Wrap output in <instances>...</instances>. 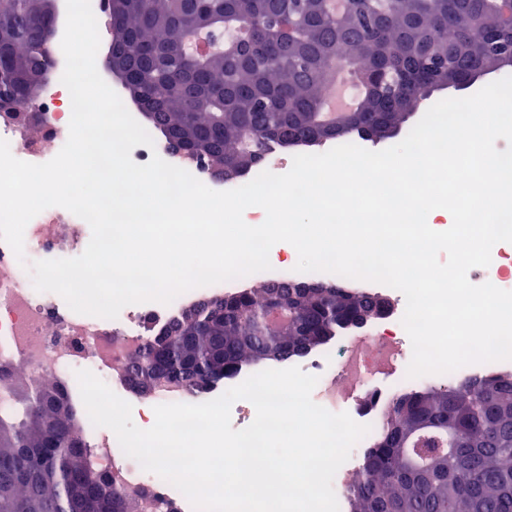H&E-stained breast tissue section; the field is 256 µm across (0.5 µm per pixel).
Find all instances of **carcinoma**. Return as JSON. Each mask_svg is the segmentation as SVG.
<instances>
[{
  "mask_svg": "<svg viewBox=\"0 0 512 512\" xmlns=\"http://www.w3.org/2000/svg\"><path fill=\"white\" fill-rule=\"evenodd\" d=\"M55 0H0V113L33 112L31 76L48 63L43 30L55 24ZM122 20L112 51L124 63L130 99L158 112L168 149L205 148L207 169L239 178L275 148L355 138L378 143L395 134L441 84L471 70L500 69L512 45V0H199L203 23H183L185 0H107ZM383 16L364 31L361 17ZM220 46L190 54L200 35ZM254 49L250 64L233 60ZM352 70L362 86L356 114L342 125L321 121L337 74ZM298 316L288 326L285 360L308 354L343 328L333 312L381 316L380 296L341 286L320 297L281 280L241 288L196 305L198 321L178 317L163 331L195 337L207 361L211 337H224V369L235 375L254 352L273 348L261 317L270 293ZM126 378L151 382L169 371L183 389H208V369H183L176 348L161 352L147 336L126 362ZM0 367V512H153L135 491L95 470L64 391L52 382L25 386ZM459 473L454 485L416 469ZM347 512H512V374L471 377L448 388L397 396L347 490Z\"/></svg>",
  "mask_w": 512,
  "mask_h": 512,
  "instance_id": "carcinoma-1",
  "label": "carcinoma"
}]
</instances>
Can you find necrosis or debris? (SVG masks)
<instances>
[{"label":"necrosis or debris","mask_w":512,"mask_h":512,"mask_svg":"<svg viewBox=\"0 0 512 512\" xmlns=\"http://www.w3.org/2000/svg\"><path fill=\"white\" fill-rule=\"evenodd\" d=\"M43 135L30 138L17 127L0 123V140L7 141L14 157L41 164L52 159L67 141L71 118V97L62 83L39 105ZM153 146L140 145L131 152L135 163H148L159 155L167 163L186 166L188 172L207 187L223 190L199 164L184 165L170 153L160 134H153ZM85 248V222L76 215L48 208L32 218L24 231V250L28 260L44 257L73 258ZM238 281L231 280L198 287L179 295L172 303L133 304L124 307L118 318L104 319L60 308L52 293L37 291L30 274L22 267L8 244L0 241V363H10L31 376L63 386L77 412V424L90 448L93 465L105 473H118L133 487L145 488L156 500L157 512L174 508L175 512H196L191 502L173 485L145 471L138 461L115 467L113 461L122 449L108 428L94 426L82 402L77 371H92L109 382L112 391L126 397V383L112 374L113 369L133 352L145 328L160 329L192 303L237 290ZM371 293H390L397 308L387 315L380 334L345 346L346 356L334 359L331 352L310 356L304 372L317 377L312 392L314 402L333 413H348L362 425H376L378 412L387 406L388 393L377 390L371 379L358 377L354 363L361 360L378 372L397 375L406 384L405 360L412 352L410 339L401 324L406 300L398 290L369 283Z\"/></svg>","instance_id":"1"}]
</instances>
